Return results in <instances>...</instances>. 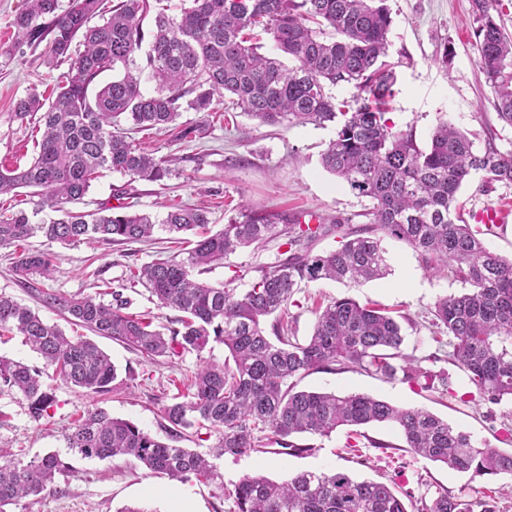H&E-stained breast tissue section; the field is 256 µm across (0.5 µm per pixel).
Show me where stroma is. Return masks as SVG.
<instances>
[{
  "label": "stroma",
  "instance_id": "stroma-1",
  "mask_svg": "<svg viewBox=\"0 0 512 512\" xmlns=\"http://www.w3.org/2000/svg\"><path fill=\"white\" fill-rule=\"evenodd\" d=\"M24 0H0V166L30 163L38 152L36 116L18 118L16 102L31 89L51 93L68 72L69 62L49 58L47 43H18L11 22ZM392 25L388 33V59L395 63L397 83L387 116L396 128L412 132L420 147H427L442 120H450L467 133L476 148L493 141L501 152H512V126L496 116L493 91L477 66L478 48L472 33V0H387ZM180 124L206 123L199 112L182 113ZM204 134L191 140H175L172 133L154 130L134 133L136 143L156 156H178L179 162L165 184L131 181L118 172L104 171L84 198L83 208L94 211L119 203L120 191L134 194L136 208L164 217L171 204L203 207L209 212L211 231H219L247 203L269 211L313 212L326 223L347 218L362 223L368 208L366 198L326 172L320 154L335 136V124L269 126L228 108L214 123H206ZM457 200L465 217H472L488 204L512 205V184H484L473 175L460 189ZM30 249L55 255V269L46 289L70 294H92L101 282L123 278L126 267L142 265L176 251L168 232L156 230L149 243L112 245L102 242L63 245L36 236ZM390 270L381 279L360 285L319 281L299 288L288 307V321L298 339L311 335L314 309L331 298L350 297L359 303L374 302L403 315L404 353L420 360L423 368L448 375L444 393L426 391L398 379L387 380L354 368L320 371L305 377L302 389L339 394L359 392L385 399L402 407H422L470 432L478 443L512 452V400L490 407L483 403L465 374L452 360V348L434 339L430 310L443 296L458 295L463 286L452 274L435 276L423 266L420 255L406 243L386 240ZM276 243L246 248L228 256L223 265L207 273L214 284L232 283L243 291L248 280L236 271L274 261ZM12 249L0 248V292L17 298L51 322L63 318L44 308L15 280ZM98 344L118 370L132 369L134 379L104 397H91L82 390L52 379L55 404L49 419L33 421L25 403L0 396V412L7 417L0 426V446L24 449L27 457L56 453L72 464L71 472L57 479L51 490L37 498H26L11 512H121L127 506L146 512H230L226 492L197 480L176 481L150 473L133 459L78 460L66 448L64 436L79 413L100 407L112 416L130 420L155 437L165 438L164 405L171 402L181 375L193 373L200 364L189 353L173 361L144 360L112 340ZM349 431L337 429L330 436L308 434L296 441L308 445L301 456L277 452L275 447L244 456L224 455L214 463L225 484L246 474L261 473L281 482L309 469L340 470L357 479H372L394 485L411 495L413 503L432 500L445 491L461 500L493 496L495 512H512V495L503 489L512 485L507 475L476 480L469 475L414 456L392 426L360 427L356 451H346Z\"/></svg>",
  "mask_w": 512,
  "mask_h": 512
}]
</instances>
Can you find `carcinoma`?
<instances>
[{
    "label": "carcinoma",
    "mask_w": 512,
    "mask_h": 512,
    "mask_svg": "<svg viewBox=\"0 0 512 512\" xmlns=\"http://www.w3.org/2000/svg\"><path fill=\"white\" fill-rule=\"evenodd\" d=\"M101 0H72L57 13L58 0H26L13 22L16 39L29 45L48 41L52 57L70 62L66 83L44 99L29 93L16 116L39 115V151L30 165L0 169V196L25 188L37 206L59 216L34 223L22 208L0 207V247L17 248L12 272L25 288L53 271V256L25 247L42 234L63 245L86 240L124 244L150 240L157 227L187 233L210 224L207 211L173 206L162 221L149 213L127 212L131 205L73 209L103 170L133 181H164L178 158L155 157L138 147L130 130H176L191 139L201 125L178 127L183 112L212 114L224 97L233 107L267 124H336V135L321 154L322 167L371 202L367 222H336L338 248L313 252L325 233L323 224H304L301 213H272L241 207L224 228L206 232L193 247L158 258L106 286L100 293L41 292L44 306L71 325L125 345L143 358L194 353L201 365L183 389L163 407L168 441L102 408L87 409L65 434L66 447L87 460L127 456L154 474L172 480L191 477L224 489V477L204 455L171 442L216 436V455H247L268 445L288 454L310 448L297 435L328 436L342 426L393 425L411 452L470 477L512 475V453L480 447L467 432L422 408L398 407L360 393L297 389L313 371L357 368L392 379L448 390V375H435L402 350L400 324L381 308L349 297L335 298L315 312L313 332L304 341L288 335L279 318L266 335L265 320L288 308L298 288L319 280L361 284L388 271L387 238L418 252L425 269L451 273L465 292L438 299L433 316L448 337L454 363L483 401L499 405L512 399V259L490 252L477 230L463 223L456 195L476 173L491 184L512 183V153L487 143L474 148L467 135L441 121L427 148L413 135L394 129L385 118L397 77L388 61L387 34L392 23L386 0H183L170 15L155 0L152 29L144 30L150 0H119L112 14L90 24ZM492 0H472L478 66L495 92L502 122L512 126V39L490 14ZM273 43L261 52L255 29ZM80 39L83 51L71 55ZM146 69L155 81L151 94L141 88L143 68L136 60L143 44ZM112 81L96 87L106 71ZM351 84V99L336 101L329 88ZM286 237V250L239 292L200 278L228 255L252 245ZM156 298L160 309L181 316L157 329L153 319L130 311L126 294L137 285ZM16 332L37 352L44 367L0 356V395L27 405L30 417L48 416L55 398L47 370L86 393L104 396L125 385L94 341L69 336L58 325L0 292V337ZM224 345L230 358L217 363L202 357L209 343ZM72 470L59 455L23 462L0 448V512L37 496ZM233 512H408L396 490L385 482L357 481L341 471L303 470L277 483L263 474L241 477L228 492ZM495 512L490 502L462 501L440 492L418 512Z\"/></svg>",
    "instance_id": "cac0c4a2"
}]
</instances>
